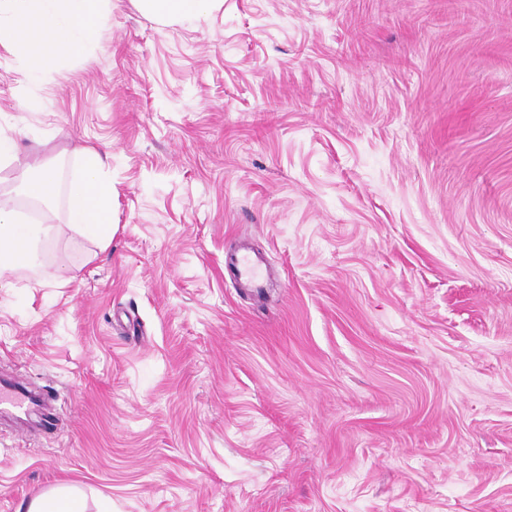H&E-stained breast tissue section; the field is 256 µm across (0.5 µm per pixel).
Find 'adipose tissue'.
<instances>
[{"label": "adipose tissue", "mask_w": 512, "mask_h": 512, "mask_svg": "<svg viewBox=\"0 0 512 512\" xmlns=\"http://www.w3.org/2000/svg\"><path fill=\"white\" fill-rule=\"evenodd\" d=\"M106 0H0V47L28 61L39 75L55 59L76 57L94 38L105 16ZM99 152L86 150L80 171L65 194L67 226L99 243L112 236V184ZM37 225L19 219L0 199V275L31 265Z\"/></svg>", "instance_id": "obj_1"}]
</instances>
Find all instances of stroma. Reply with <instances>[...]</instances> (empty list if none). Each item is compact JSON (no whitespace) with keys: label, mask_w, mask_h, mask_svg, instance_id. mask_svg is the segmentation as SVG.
Instances as JSON below:
<instances>
[{"label":"stroma","mask_w":512,"mask_h":512,"mask_svg":"<svg viewBox=\"0 0 512 512\" xmlns=\"http://www.w3.org/2000/svg\"><path fill=\"white\" fill-rule=\"evenodd\" d=\"M0 115V198L53 228L0 372L70 422L0 425V512H512V0H108L39 80L0 48ZM88 147L105 245L22 191ZM139 8L159 19H175L204 14L211 0H137ZM239 271L243 283L248 288H262L263 272L258 261L247 255L233 259ZM26 512H84L85 498L69 489L57 488L34 498Z\"/></svg>","instance_id":"1"}]
</instances>
